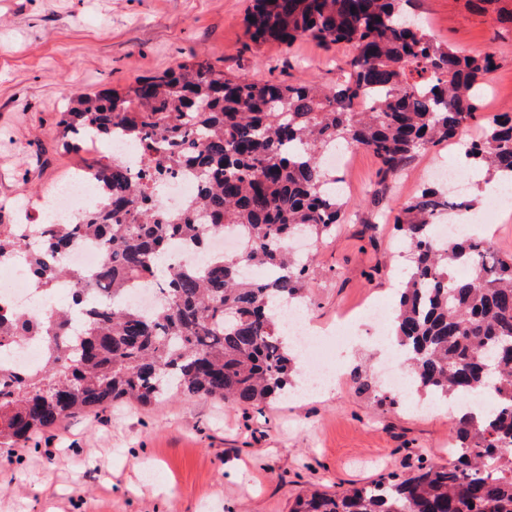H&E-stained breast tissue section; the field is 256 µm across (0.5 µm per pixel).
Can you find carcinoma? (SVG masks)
Instances as JSON below:
<instances>
[{"instance_id": "cac0c4a2", "label": "carcinoma", "mask_w": 512, "mask_h": 512, "mask_svg": "<svg viewBox=\"0 0 512 512\" xmlns=\"http://www.w3.org/2000/svg\"><path fill=\"white\" fill-rule=\"evenodd\" d=\"M407 2L249 0L252 46L308 38L342 51L326 82L238 80L196 59L122 91L74 94L56 117L62 150L118 134L144 168L134 173L110 156L82 165L106 189L105 204L78 224L41 225L37 245L0 224V258L23 257L35 287L51 292L67 277L78 284L68 309L41 318L0 307V346L34 333L48 342L36 373L0 368V446L118 403L184 395L260 414L292 392L297 357L274 308L304 301L314 255L299 258L285 243L302 234L321 241L348 205L332 191L338 177L323 165L325 149L369 150L381 182H394L421 151L460 141L476 116L474 87L497 65L491 49L437 41L424 21L409 20ZM360 97L368 103L355 112ZM461 150L512 185V115H496L481 141ZM184 169L196 195L168 215L157 201ZM477 203L437 183L395 216L408 264L389 334L412 362L415 395L452 402L491 391L495 402L453 417L448 463L422 456L405 477L300 494L290 512H512V254L484 238L440 242L432 232L444 214ZM225 226L242 235L236 252L203 267L172 259L176 240L204 247ZM87 239L104 254L97 279L112 302L74 334L68 311L82 309L86 288L58 258ZM129 282L156 287L153 314L125 304Z\"/></svg>"}]
</instances>
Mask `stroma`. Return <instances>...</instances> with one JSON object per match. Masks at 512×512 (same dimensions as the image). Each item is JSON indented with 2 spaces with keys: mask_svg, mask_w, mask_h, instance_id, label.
I'll use <instances>...</instances> for the list:
<instances>
[{
  "mask_svg": "<svg viewBox=\"0 0 512 512\" xmlns=\"http://www.w3.org/2000/svg\"><path fill=\"white\" fill-rule=\"evenodd\" d=\"M247 0H0V224L31 191L51 184L80 156L54 150L57 112L77 92L125 89L186 62L208 58L251 81L306 75L326 79L331 57L301 38L291 47L246 49ZM438 41L489 48L498 66L488 89L512 113V33L474 0H410ZM464 169L452 145L418 154L404 190L373 198L378 163L359 151L343 172L349 217L318 244L306 291L308 317L326 327L336 313L373 298L398 300L382 263L404 242L393 218L428 182L435 165ZM386 350L357 336L336 354L341 377L329 398L263 414L176 396L78 417L24 448L0 447V512H290L297 494L339 491L387 473L408 475L417 455L448 460L452 420L376 405L350 380Z\"/></svg>",
  "mask_w": 512,
  "mask_h": 512,
  "instance_id": "35a3bbf8",
  "label": "stroma"
}]
</instances>
